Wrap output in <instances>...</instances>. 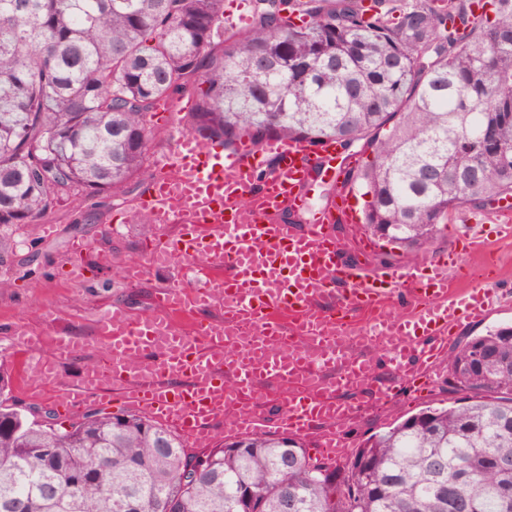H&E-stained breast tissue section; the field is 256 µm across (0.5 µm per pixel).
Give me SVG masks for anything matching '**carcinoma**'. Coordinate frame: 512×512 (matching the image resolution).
Instances as JSON below:
<instances>
[{
  "instance_id": "1",
  "label": "carcinoma",
  "mask_w": 512,
  "mask_h": 512,
  "mask_svg": "<svg viewBox=\"0 0 512 512\" xmlns=\"http://www.w3.org/2000/svg\"><path fill=\"white\" fill-rule=\"evenodd\" d=\"M418 0L398 21L358 0H255L220 33L224 0H0V240L74 185L129 193L156 103L199 85L187 132L332 140L363 227L404 248L512 195V0ZM476 393L415 413L342 463L255 435L193 452L141 415L70 429L0 402V512H512V325L448 352Z\"/></svg>"
}]
</instances>
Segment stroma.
Returning a JSON list of instances; mask_svg holds the SVG:
<instances>
[{
	"mask_svg": "<svg viewBox=\"0 0 512 512\" xmlns=\"http://www.w3.org/2000/svg\"><path fill=\"white\" fill-rule=\"evenodd\" d=\"M184 113L175 116L174 128L156 126V137L149 148L148 161L132 180V193L127 199H106L100 206L98 219L80 223L79 217L89 202L83 195L71 193L56 203L49 223L55 224L53 238H44L39 225L31 224L14 232L10 244L16 255L28 258L26 267L10 263L0 264V327L13 324L37 325L45 307L60 310L58 324L78 336L87 344H95L94 308L105 302L124 303L134 313L147 311L154 292L167 276L154 272L136 285H126L117 271L119 264L145 257L146 241L158 234L176 235L177 225L155 224L149 216L138 210V200L146 195L153 179L154 163L173 146L175 129L183 128ZM127 219L121 228H114V216ZM88 244L84 255L86 266L95 270L94 279L87 282L66 281L61 269L67 263L73 242ZM375 375L360 392L369 402L366 414L356 421L347 435L351 448L363 446L368 438L387 430L390 424L399 422L419 410L432 407L444 408L461 405L471 398L470 392L460 391L449 384L447 374L437 375L429 393L422 398L412 397L409 392H399L391 405L374 407L380 385L392 384L393 375L383 360L382 352L372 354Z\"/></svg>",
	"mask_w": 512,
	"mask_h": 512,
	"instance_id": "1",
	"label": "stroma"
}]
</instances>
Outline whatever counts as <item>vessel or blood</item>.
<instances>
[{
	"label": "vessel or blood",
	"instance_id": "1",
	"mask_svg": "<svg viewBox=\"0 0 512 512\" xmlns=\"http://www.w3.org/2000/svg\"><path fill=\"white\" fill-rule=\"evenodd\" d=\"M352 165L330 140L317 147L301 139L271 138L258 147L244 140L224 149L178 135L138 203L155 223L180 227L176 237L160 234L146 247L155 267L170 274L153 310L103 306L96 324L103 360L73 383L59 369L89 348L57 328L55 310L46 311L40 329L7 331L8 355H38L24 394L50 398L65 414L102 396L190 443L219 428L228 439L277 429L314 441L330 460L344 458L350 448L343 435L362 411L351 394L370 381L371 369L348 358L339 337L381 348L396 386L426 392L453 330L482 320L498 298L485 267L462 264V255L485 253L487 222L512 238V209L500 207L455 228L461 250L378 270L346 259L333 227L359 221L351 203L357 189L344 178ZM317 172L337 181L336 200L301 229L285 215L306 207L304 190ZM200 255L224 266L225 277L193 264ZM215 308L221 317L195 322L193 332L174 325L175 317ZM355 308L366 312L365 323L349 320ZM268 379L291 390L272 394L263 408L258 387ZM231 405L235 413L225 415Z\"/></svg>",
	"mask_w": 512,
	"mask_h": 512
}]
</instances>
